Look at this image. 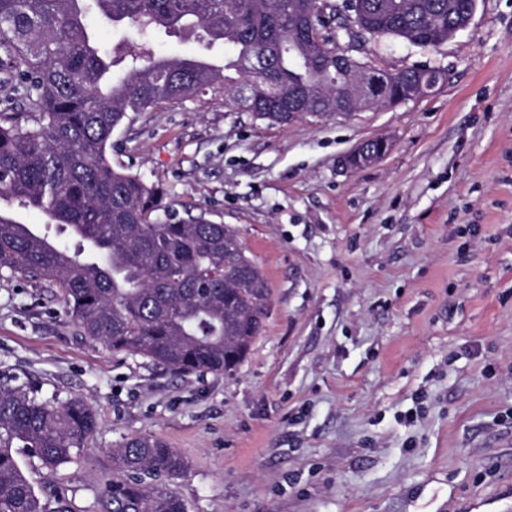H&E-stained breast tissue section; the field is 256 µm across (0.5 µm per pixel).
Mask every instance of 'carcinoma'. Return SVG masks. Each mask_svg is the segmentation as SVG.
Instances as JSON below:
<instances>
[{
    "label": "carcinoma",
    "mask_w": 512,
    "mask_h": 512,
    "mask_svg": "<svg viewBox=\"0 0 512 512\" xmlns=\"http://www.w3.org/2000/svg\"><path fill=\"white\" fill-rule=\"evenodd\" d=\"M470 0H362L352 15L361 35L415 47L448 41ZM96 15L117 31L146 38L156 29L200 31L204 50L233 49L224 69L206 56H173L122 44L107 52L89 31ZM316 0H0L3 85L34 113L20 128L0 113V201L45 213L33 228L0 211V275L58 289L85 338L179 372L230 373L247 356L267 314L268 283L235 229L171 224L160 193L108 159L112 133L129 112H145L220 83L257 118L282 124L281 103L302 96L308 111H329V93L352 83L336 65ZM265 66L244 76L258 59ZM249 98L234 90L243 78ZM446 78L433 67L405 68L400 84L432 92ZM80 399L41 398L0 386V512L50 509L18 456L54 472L98 427ZM116 476L107 512H188L171 482L187 468L161 439L134 437L111 449Z\"/></svg>",
    "instance_id": "carcinoma-1"
}]
</instances>
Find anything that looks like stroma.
I'll return each mask as SVG.
<instances>
[{"instance_id":"1","label":"stroma","mask_w":512,"mask_h":512,"mask_svg":"<svg viewBox=\"0 0 512 512\" xmlns=\"http://www.w3.org/2000/svg\"><path fill=\"white\" fill-rule=\"evenodd\" d=\"M358 60L442 69L432 93L281 125L223 86L112 134L113 168L160 188L171 223L233 227L270 288L229 373L174 372L78 333L55 289L0 278V386L81 398L99 426L47 473L69 512H105L111 448L153 436L189 512H502L512 501V0L416 48ZM390 150L355 170L360 142Z\"/></svg>"}]
</instances>
